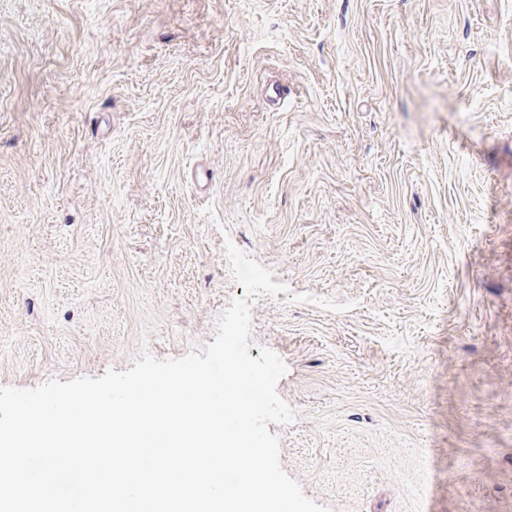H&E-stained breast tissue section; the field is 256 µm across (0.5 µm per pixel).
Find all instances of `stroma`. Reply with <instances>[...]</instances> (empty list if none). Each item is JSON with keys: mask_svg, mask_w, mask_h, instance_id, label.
<instances>
[{"mask_svg": "<svg viewBox=\"0 0 512 512\" xmlns=\"http://www.w3.org/2000/svg\"><path fill=\"white\" fill-rule=\"evenodd\" d=\"M229 242L306 497L512 512V0H0V388L213 342Z\"/></svg>", "mask_w": 512, "mask_h": 512, "instance_id": "obj_1", "label": "stroma"}]
</instances>
